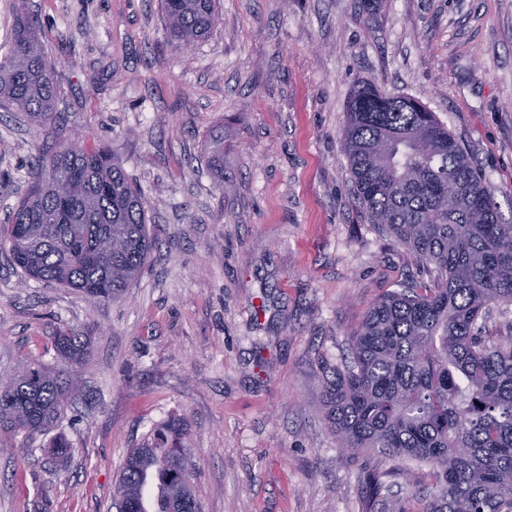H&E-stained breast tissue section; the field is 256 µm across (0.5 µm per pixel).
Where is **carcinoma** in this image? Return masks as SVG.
<instances>
[{
  "label": "carcinoma",
  "mask_w": 512,
  "mask_h": 512,
  "mask_svg": "<svg viewBox=\"0 0 512 512\" xmlns=\"http://www.w3.org/2000/svg\"><path fill=\"white\" fill-rule=\"evenodd\" d=\"M217 9V0H163L183 45L210 34ZM55 96L39 25L21 16L0 57V105L39 128ZM341 138L370 223L430 277L376 299L350 356L323 368L325 421L339 447L352 460L381 458L361 469V512H512V318L489 327L492 307L512 305V224L463 143L417 100L361 81ZM209 165L226 189L222 133ZM4 245L24 277L102 301L124 295L159 242L122 161L82 141L37 161ZM53 341L65 367L30 361L0 386V445L49 431L73 402V368L92 337L66 329ZM186 439L172 415L130 449L116 512H198L194 486L179 490L175 475L174 457L191 453ZM49 449L63 459L70 444L59 434Z\"/></svg>",
  "instance_id": "obj_1"
}]
</instances>
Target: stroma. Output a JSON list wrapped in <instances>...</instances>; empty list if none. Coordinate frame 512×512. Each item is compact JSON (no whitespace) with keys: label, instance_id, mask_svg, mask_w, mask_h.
Instances as JSON below:
<instances>
[{"label":"stroma","instance_id":"1","mask_svg":"<svg viewBox=\"0 0 512 512\" xmlns=\"http://www.w3.org/2000/svg\"><path fill=\"white\" fill-rule=\"evenodd\" d=\"M55 64L42 129L0 109V225L33 159L75 133L122 160L160 250L117 300L22 281L0 249V376L59 367L56 328L90 332L85 392L58 430L0 447V512H116L130 450L178 414L200 512H359V464L323 417L372 302L418 277L358 203L340 133L353 86L411 97L467 146L512 222V0H220L210 35L168 36L161 0H0ZM224 135L220 191L208 166Z\"/></svg>","mask_w":512,"mask_h":512}]
</instances>
